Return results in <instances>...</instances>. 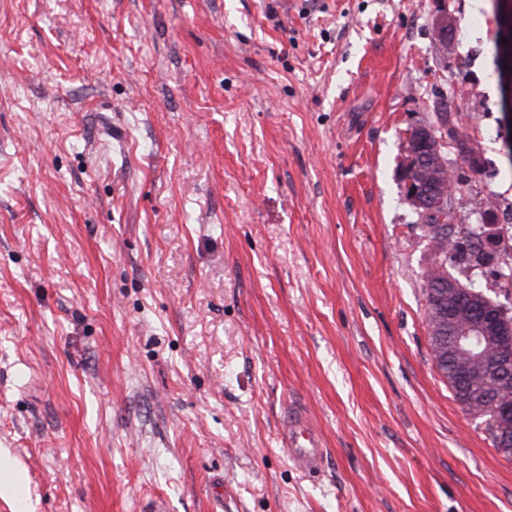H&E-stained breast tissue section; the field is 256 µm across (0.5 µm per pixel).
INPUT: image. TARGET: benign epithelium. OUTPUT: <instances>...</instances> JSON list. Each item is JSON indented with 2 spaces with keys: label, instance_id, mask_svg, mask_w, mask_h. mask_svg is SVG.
Returning a JSON list of instances; mask_svg holds the SVG:
<instances>
[{
  "label": "benign epithelium",
  "instance_id": "1",
  "mask_svg": "<svg viewBox=\"0 0 512 512\" xmlns=\"http://www.w3.org/2000/svg\"><path fill=\"white\" fill-rule=\"evenodd\" d=\"M457 25L458 19L450 10L448 0H434L432 34L436 49L443 51L454 42ZM502 38L506 42L499 44L497 72L502 84L503 123L512 130V19L508 17L503 21ZM411 132L415 134L414 144L419 153L428 147L438 150L450 145L456 149L454 156L458 163L475 167L480 162L478 154L462 145L456 125L446 118L435 125L417 124ZM421 172L418 160L411 157L403 161L405 199L424 223L427 216L443 205L444 195H436L431 203L425 201L419 194ZM461 293L459 284L448 279V288L443 290L448 308L436 310L429 331V335L444 336L446 340L432 345L431 352L437 365L450 355L461 357L462 373L478 378L480 384L472 389L473 397L481 399L487 390L494 396L490 407L495 410L497 450L502 455L512 437V343L503 338L494 314L489 311L461 315L456 305Z\"/></svg>",
  "mask_w": 512,
  "mask_h": 512
}]
</instances>
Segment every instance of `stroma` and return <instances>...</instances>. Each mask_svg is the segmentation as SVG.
Masks as SVG:
<instances>
[{
  "label": "stroma",
  "mask_w": 512,
  "mask_h": 512,
  "mask_svg": "<svg viewBox=\"0 0 512 512\" xmlns=\"http://www.w3.org/2000/svg\"><path fill=\"white\" fill-rule=\"evenodd\" d=\"M0 0V456L34 512H512L431 354L411 125L502 173L492 7ZM325 450L282 439L288 409ZM458 19L450 10L447 0H435L432 14V34L436 50H448V45L454 42L457 31ZM453 49L448 50V55L453 54ZM285 438L291 458L298 467L309 472L320 469L323 458L322 443L299 413L288 418Z\"/></svg>",
  "instance_id": "stroma-1"
}]
</instances>
